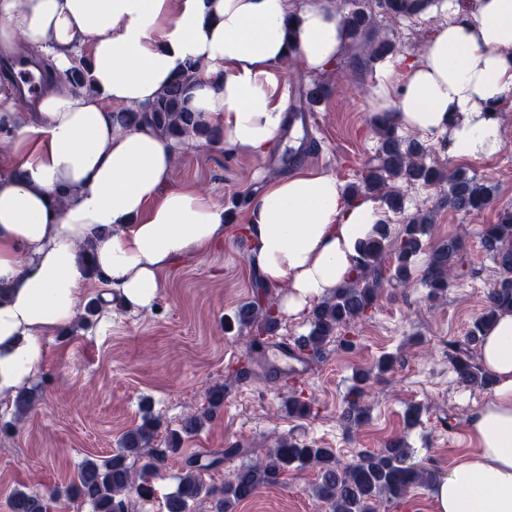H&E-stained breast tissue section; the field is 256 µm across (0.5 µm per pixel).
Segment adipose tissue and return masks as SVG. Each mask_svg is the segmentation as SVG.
Wrapping results in <instances>:
<instances>
[{"label": "adipose tissue", "instance_id": "ef3b65f1", "mask_svg": "<svg viewBox=\"0 0 512 512\" xmlns=\"http://www.w3.org/2000/svg\"><path fill=\"white\" fill-rule=\"evenodd\" d=\"M444 13L421 56L375 70L379 111L429 139L448 136L453 158L501 146L492 104L512 95V0H435ZM347 36L334 0H0V52L24 47L49 78L19 110L0 85V399L14 395L45 354V336L70 325L89 282L78 247L127 307L150 306L163 271L224 238V209L170 180L179 144L142 126H112L142 109L190 61L201 68L190 104L226 140L265 155L288 126L278 65L296 53L308 71L334 68ZM80 44L92 90L64 73ZM384 213L347 200L334 176L301 172L271 182L251 204L245 232L267 287L289 283L294 310L354 274L357 241ZM495 385L469 423L476 456L430 495L436 512H512V312L484 333Z\"/></svg>", "mask_w": 512, "mask_h": 512}]
</instances>
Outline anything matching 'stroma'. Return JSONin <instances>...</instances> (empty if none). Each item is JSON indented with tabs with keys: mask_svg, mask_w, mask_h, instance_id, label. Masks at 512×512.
I'll list each match as a JSON object with an SVG mask.
<instances>
[{
	"mask_svg": "<svg viewBox=\"0 0 512 512\" xmlns=\"http://www.w3.org/2000/svg\"><path fill=\"white\" fill-rule=\"evenodd\" d=\"M361 4L373 16L376 36L389 39L398 54H422L446 20L441 13L388 15L377 0ZM278 75L288 89V111L312 113L319 131L304 168L327 172L345 184L355 182L377 148L371 123L373 73L358 71L343 51L330 71L308 72L291 57L280 64ZM317 81L326 83L329 92L313 103L306 92ZM495 114L501 148L493 156L456 159L449 157L442 138L428 141L440 163L491 186L486 209L448 210L441 203L445 186L415 184L402 188L404 212L387 215L396 235L407 217L433 211L427 246L459 237L468 276L451 280L446 297L437 302L428 299L427 288L416 280L404 288L383 286L371 314L354 327L355 350L328 344L308 374L295 378L296 389L311 404L304 419L288 415L281 383L269 378L263 354L249 352L248 331L234 324L237 308L257 298L253 253L245 248L241 228L251 201L266 184L293 172L288 146L276 140L263 157L225 143L183 149L174 160L171 180L223 207V242L204 254L189 252L164 271L150 306L129 310L111 305L85 326H65L46 337L44 359L28 382L36 395L32 413L16 426L12 405L0 409V512H10L14 490L46 491L68 483L85 459L112 456L120 437L140 423L141 405L149 406L158 423L154 445L166 446L169 432L187 414L207 408L219 388L224 391L221 409L181 444L186 457L232 449L219 467L204 472L206 484L222 487L242 462L235 449L263 454L276 433L333 449L342 465L399 439L414 462L445 480L459 458L475 455L470 415L491 395L488 389L459 383L442 345L464 341L497 277L480 231L496 223L501 212L512 211V96L497 105ZM288 292L283 284L268 289L267 296L278 306L277 336L293 345L308 334L310 311L289 313ZM385 354L393 358L392 369L370 381V415L362 426L351 428L343 396L354 373L373 367ZM410 404L422 411L412 426L404 421ZM316 481V471L289 470L277 484L251 501L233 504L229 512H326L312 494Z\"/></svg>",
	"mask_w": 512,
	"mask_h": 512,
	"instance_id": "stroma-1",
	"label": "stroma"
}]
</instances>
